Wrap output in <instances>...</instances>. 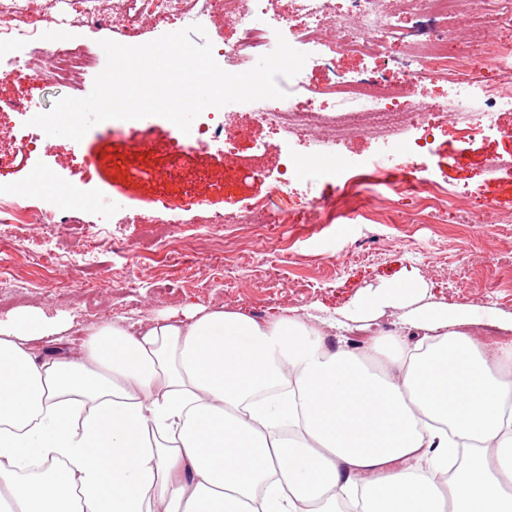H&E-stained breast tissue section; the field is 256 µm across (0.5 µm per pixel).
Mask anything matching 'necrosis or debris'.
<instances>
[{"mask_svg":"<svg viewBox=\"0 0 512 512\" xmlns=\"http://www.w3.org/2000/svg\"><path fill=\"white\" fill-rule=\"evenodd\" d=\"M258 2L250 0L245 7L241 0H224V14L237 26L238 36L214 44L217 63L229 65L235 73L247 71L260 56L274 50L276 35L283 31L292 47L311 54L327 72L318 85L309 84L305 74L296 75L288 81L293 95L266 104L259 118L273 131L330 142L348 134L358 115L365 129L387 140L409 122L431 128L438 121H449L478 134L492 125L496 112L512 110V42L483 43L457 53L448 50L445 23L463 13L468 0H426L425 21L412 27L399 15L381 10L379 0H346L349 18L345 21L332 12L329 0H298L295 17L282 14L273 20L257 14ZM205 20L195 0H112L108 10L103 0H60L41 24L31 14L30 0H0V49L7 53L9 67L21 65L34 75L66 85L97 69L100 55L78 46L57 45L51 37L53 28L76 22L106 25L131 39L147 22L187 27ZM395 44L411 49L399 62L403 70L399 84L388 83L379 70L366 77L336 71L339 56H382ZM489 66L494 67L496 79H481L482 70ZM427 72L448 80L452 93L447 104L434 112L418 106L395 118L379 111L381 102L407 96ZM326 101L332 103L333 113L323 112Z\"/></svg>","mask_w":512,"mask_h":512,"instance_id":"necrosis-or-debris-1","label":"necrosis or debris"}]
</instances>
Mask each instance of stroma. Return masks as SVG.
I'll return each mask as SVG.
<instances>
[{
  "label": "stroma",
  "instance_id": "35a3bbf8",
  "mask_svg": "<svg viewBox=\"0 0 512 512\" xmlns=\"http://www.w3.org/2000/svg\"><path fill=\"white\" fill-rule=\"evenodd\" d=\"M93 78L69 86L16 72L0 75V97L35 99L50 110L62 97L83 98ZM259 103L229 106L226 125L237 132L232 146L179 151V129L153 116L146 136L101 122L81 141L44 137L40 152L25 150L26 112L0 114V152L12 167L0 183L24 194L28 205L57 201L53 224H0V276L21 289L0 295V318L22 308L66 320L65 346L79 349L96 323L136 321L183 313L196 306L242 311L262 319L280 311L319 318L356 315L381 286L414 272L418 305L481 318L480 338L503 340L498 322L512 320V223L484 224V206L512 216V167L487 173L489 155L512 156V111L496 113L492 130L474 134L440 123L427 137V178L476 202L467 223L451 210L428 217L414 193L395 196L375 221L347 224H235L247 204L279 207L270 188L286 157L310 161L314 142L283 138L258 118ZM399 146L356 134L332 150L344 162L339 179L296 181L289 195L336 200L343 180L366 161L395 154ZM227 216L224 224L214 223ZM54 251L57 266L37 268L28 255ZM416 256H409V249ZM267 285L252 287L257 269ZM232 276L235 287L224 285Z\"/></svg>",
  "mask_w": 512,
  "mask_h": 512
}]
</instances>
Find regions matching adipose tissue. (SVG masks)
Masks as SVG:
<instances>
[{"label":"adipose tissue","instance_id":"ef3b65f1","mask_svg":"<svg viewBox=\"0 0 512 512\" xmlns=\"http://www.w3.org/2000/svg\"><path fill=\"white\" fill-rule=\"evenodd\" d=\"M418 337L372 332L374 369L339 319L198 306L92 328L0 319V503L19 512H512V340L422 307ZM468 454L446 480L456 443Z\"/></svg>","mask_w":512,"mask_h":512}]
</instances>
